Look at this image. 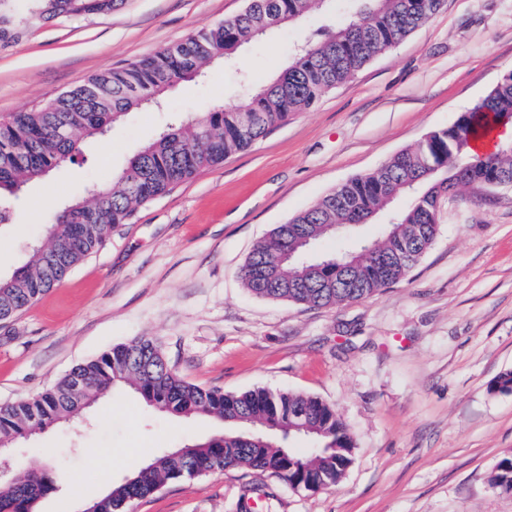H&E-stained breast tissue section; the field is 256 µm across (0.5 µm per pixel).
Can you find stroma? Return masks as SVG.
<instances>
[{
    "instance_id": "1",
    "label": "stroma",
    "mask_w": 512,
    "mask_h": 512,
    "mask_svg": "<svg viewBox=\"0 0 512 512\" xmlns=\"http://www.w3.org/2000/svg\"><path fill=\"white\" fill-rule=\"evenodd\" d=\"M245 0H124L104 14L62 16L0 47V122L238 14ZM330 16L245 48L232 63L168 88L165 105L130 112L81 142L75 161L28 183L0 224V273L23 264L56 208L110 182L176 116L233 104L272 79L296 41ZM512 71V0L445 7L350 81L248 149L138 208L97 251L12 321L0 324V404L52 388L73 366L140 336L187 381L237 394L256 388L319 397L356 448L336 486L297 491L229 468L171 483L135 512H512L490 483L512 453V190L441 204L437 238L403 280L335 308L261 299L243 285L253 246L329 190L429 131L451 125ZM147 407L122 388L84 419L0 452V470L49 473L38 512H84L106 483L184 443L223 432Z\"/></svg>"
}]
</instances>
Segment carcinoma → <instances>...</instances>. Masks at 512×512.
<instances>
[{"instance_id": "cac0c4a2", "label": "carcinoma", "mask_w": 512, "mask_h": 512, "mask_svg": "<svg viewBox=\"0 0 512 512\" xmlns=\"http://www.w3.org/2000/svg\"><path fill=\"white\" fill-rule=\"evenodd\" d=\"M24 17L30 26L65 15L110 11L123 0H32ZM327 0H247L243 11L203 28L184 41L120 69L107 68L51 102L22 109L0 124V223L8 220L10 197L80 153V139L111 129L162 96L174 79L191 80L217 58L232 59L247 43L273 32V18L288 26ZM445 4V0H337L340 18L303 39L273 80L253 87L240 104L176 119L143 146L90 199L64 205L47 240L34 246L24 264L0 274V322L22 313L86 256L101 246L137 209L202 169L249 148L326 92L350 81L377 54L396 46ZM17 34L13 14L0 11V42ZM512 115V73L448 127L427 133L374 170L353 177L257 244L242 267L253 295L324 308L357 302L401 280L433 245L440 226L439 200L468 188L475 198L512 185V141L474 160L471 139ZM76 136L63 138L61 124ZM397 200L404 204L389 205ZM386 212L380 240L359 239L350 254L320 258V268L300 261L305 242L331 234L330 224H368ZM132 387L148 405L185 418L209 415L225 422L217 434L155 455L152 470L134 472L92 500L93 512H133L134 505L168 482L227 468L269 473L307 491L336 485L352 463L353 442L336 410L316 397L258 389L228 395L187 382L170 367L149 338L120 343L100 357L73 367L52 389L0 406V446L9 448L34 423L55 425L114 388ZM307 431L319 451L301 454L287 446L288 434ZM492 486L512 493V454L497 462ZM55 489L49 474L19 473L0 488V512H37Z\"/></svg>"}]
</instances>
